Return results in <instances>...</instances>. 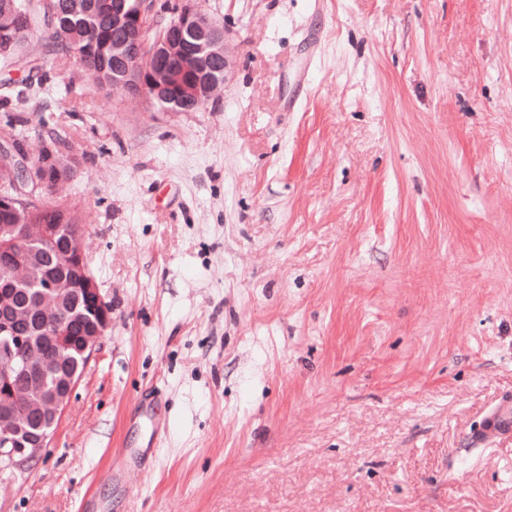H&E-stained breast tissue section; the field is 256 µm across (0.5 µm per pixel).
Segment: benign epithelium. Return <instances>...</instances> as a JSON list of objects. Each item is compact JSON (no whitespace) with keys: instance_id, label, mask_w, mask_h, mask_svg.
I'll list each match as a JSON object with an SVG mask.
<instances>
[{"instance_id":"benign-epithelium-1","label":"benign epithelium","mask_w":512,"mask_h":512,"mask_svg":"<svg viewBox=\"0 0 512 512\" xmlns=\"http://www.w3.org/2000/svg\"><path fill=\"white\" fill-rule=\"evenodd\" d=\"M112 14L120 17L134 46L120 53L112 45V70L130 80L129 93L160 112H196L214 101L228 81L224 24L202 11L192 0H179L175 19L163 20L158 0H112ZM150 51L158 64L174 57L179 65L164 82L153 69L133 65L130 58ZM0 152L16 161L18 177L0 180V210L15 212L18 224L0 225V270L7 287L0 289V468L23 469L45 455L62 411L90 360L100 337L112 322V306L105 300L86 257L82 230L77 224L28 223L35 212L47 209L51 159L33 163L9 140ZM38 248H19L24 241ZM57 255L64 267L60 276L46 275L42 258ZM40 286L33 313L21 304L20 285ZM83 320L85 328L72 346L65 325Z\"/></svg>"}]
</instances>
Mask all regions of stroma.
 Masks as SVG:
<instances>
[{
    "mask_svg": "<svg viewBox=\"0 0 512 512\" xmlns=\"http://www.w3.org/2000/svg\"><path fill=\"white\" fill-rule=\"evenodd\" d=\"M198 5L212 107L16 106L77 130L112 324L0 512H512V0ZM512 435V401L503 400L487 417L481 433L474 439L483 443L489 438L507 437Z\"/></svg>",
    "mask_w": 512,
    "mask_h": 512,
    "instance_id": "obj_1",
    "label": "stroma"
}]
</instances>
